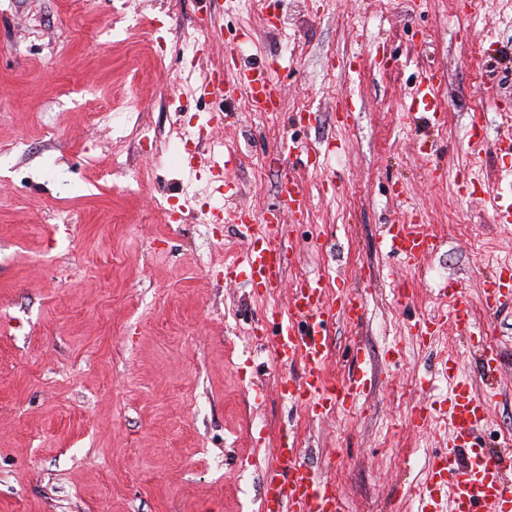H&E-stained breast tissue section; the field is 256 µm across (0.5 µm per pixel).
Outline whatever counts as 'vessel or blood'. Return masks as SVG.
Returning <instances> with one entry per match:
<instances>
[{
	"label": "vessel or blood",
	"instance_id": "b4317fda",
	"mask_svg": "<svg viewBox=\"0 0 512 512\" xmlns=\"http://www.w3.org/2000/svg\"><path fill=\"white\" fill-rule=\"evenodd\" d=\"M441 82L438 74L427 75L418 85L411 102L427 123L438 121L439 102L436 91ZM251 94V108L270 112L279 105L280 85L267 69L236 72L229 77L213 72L203 85L205 96L216 100L230 97L239 88ZM279 193L283 209L293 223L302 222L308 199L298 184L281 183ZM213 223L238 225L240 236L247 243L245 250L224 264L225 277L244 272L248 284L270 293L280 288L290 260V251L279 217L268 220L264 229H257L254 212L229 208L213 214ZM390 255L405 266L417 265L421 258L440 246L438 236L419 224L389 225L384 239ZM440 292L451 301L452 320L467 338L470 349L479 356L485 376L498 372L499 354L488 339L487 327L478 324L459 281L443 283ZM512 302V266H500L486 297V307L497 310ZM363 298L347 293L329 298L322 279L313 278L298 285L287 310L277 311L275 343L280 362L302 361V381L286 380L281 386L284 396L324 413L335 405L355 403L370 388L372 377L360 373L348 381L329 380L322 368L325 359L326 328L342 316L354 323L365 317ZM496 397L495 390L475 394L469 384H455L448 408L442 413L419 408L416 422L427 427L430 420L441 418L454 435L453 443L443 454L434 457L428 477L418 496L434 512H512V467L502 455L486 450L480 441L489 410ZM296 449L290 448L287 436H280L273 459L263 475L260 512H340V495L335 484L328 482L313 468L298 463Z\"/></svg>",
	"mask_w": 512,
	"mask_h": 512
}]
</instances>
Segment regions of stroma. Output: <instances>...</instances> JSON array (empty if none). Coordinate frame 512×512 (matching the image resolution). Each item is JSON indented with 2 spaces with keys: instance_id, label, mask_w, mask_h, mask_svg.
Returning <instances> with one entry per match:
<instances>
[{
  "instance_id": "1",
  "label": "stroma",
  "mask_w": 512,
  "mask_h": 512,
  "mask_svg": "<svg viewBox=\"0 0 512 512\" xmlns=\"http://www.w3.org/2000/svg\"><path fill=\"white\" fill-rule=\"evenodd\" d=\"M206 44L191 49L198 19ZM249 32L238 58L227 44ZM272 66L281 109L185 94L215 69ZM442 74L441 121L405 113L426 73ZM133 112L142 138L117 142L106 118ZM486 140L470 145L474 121ZM193 125L181 165L163 160ZM291 153L276 155L281 142ZM229 153L238 193L220 199L207 160ZM512 170V0H0V512H258L280 432L298 462L340 492L343 512H418L414 488L444 427L449 353L476 393L486 385L437 292L459 280L501 359L481 433L512 436V307L484 290L512 264V226L487 195ZM309 212L292 228L281 288L228 281L233 224H201L203 202L262 213L284 177ZM419 222L443 244L417 267L386 253V225ZM367 301L361 324L327 332L323 368L348 378L352 350L373 383L323 417L290 405L258 330L301 278ZM442 318L435 335L413 323Z\"/></svg>"
}]
</instances>
